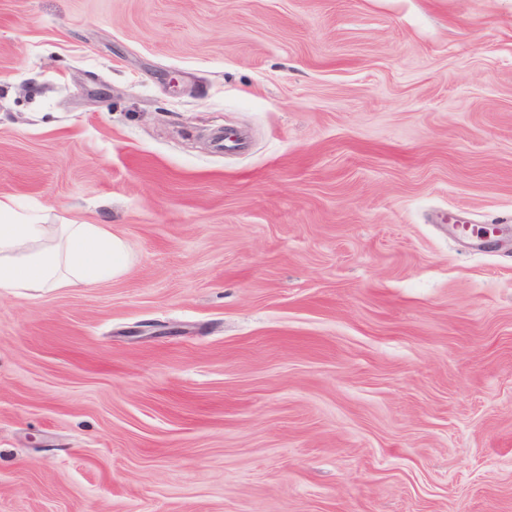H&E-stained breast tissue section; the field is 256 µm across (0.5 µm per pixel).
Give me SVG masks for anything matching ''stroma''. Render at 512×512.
Masks as SVG:
<instances>
[{
  "label": "stroma",
  "mask_w": 512,
  "mask_h": 512,
  "mask_svg": "<svg viewBox=\"0 0 512 512\" xmlns=\"http://www.w3.org/2000/svg\"><path fill=\"white\" fill-rule=\"evenodd\" d=\"M0 198L132 253L0 296V512H512V0H0Z\"/></svg>",
  "instance_id": "1"
}]
</instances>
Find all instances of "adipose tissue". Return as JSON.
<instances>
[{
	"label": "adipose tissue",
	"instance_id": "adipose-tissue-1",
	"mask_svg": "<svg viewBox=\"0 0 512 512\" xmlns=\"http://www.w3.org/2000/svg\"><path fill=\"white\" fill-rule=\"evenodd\" d=\"M130 263L126 242L102 225H50L0 200V295L92 283Z\"/></svg>",
	"mask_w": 512,
	"mask_h": 512
}]
</instances>
